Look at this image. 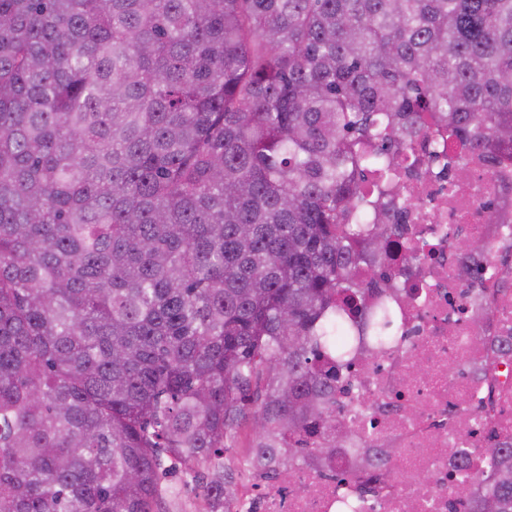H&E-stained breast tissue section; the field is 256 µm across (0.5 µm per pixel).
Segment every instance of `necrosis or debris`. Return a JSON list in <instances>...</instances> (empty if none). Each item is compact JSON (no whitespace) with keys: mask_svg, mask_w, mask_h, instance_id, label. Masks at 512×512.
<instances>
[{"mask_svg":"<svg viewBox=\"0 0 512 512\" xmlns=\"http://www.w3.org/2000/svg\"><path fill=\"white\" fill-rule=\"evenodd\" d=\"M442 151L434 135L418 138L393 173L403 188L393 221L422 261L406 250L389 259L399 274L388 294L397 339L381 352L360 349L340 378L336 414L349 429L326 428L323 439L341 451L329 470L296 466L284 484L248 474L226 512H471L455 483L475 471L495 483L483 450L494 438L512 444V352L498 348L512 335V149L496 165L473 163L464 195ZM462 240L491 250H459ZM352 448L391 449L378 471L383 494L338 480Z\"/></svg>","mask_w":512,"mask_h":512,"instance_id":"obj_1","label":"necrosis or debris"}]
</instances>
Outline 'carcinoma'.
<instances>
[{
  "instance_id": "carcinoma-1",
  "label": "carcinoma",
  "mask_w": 512,
  "mask_h": 512,
  "mask_svg": "<svg viewBox=\"0 0 512 512\" xmlns=\"http://www.w3.org/2000/svg\"><path fill=\"white\" fill-rule=\"evenodd\" d=\"M426 117L512 146V0H0V512H156L173 461L223 512L243 430L269 479L330 459L394 339L360 174Z\"/></svg>"
}]
</instances>
